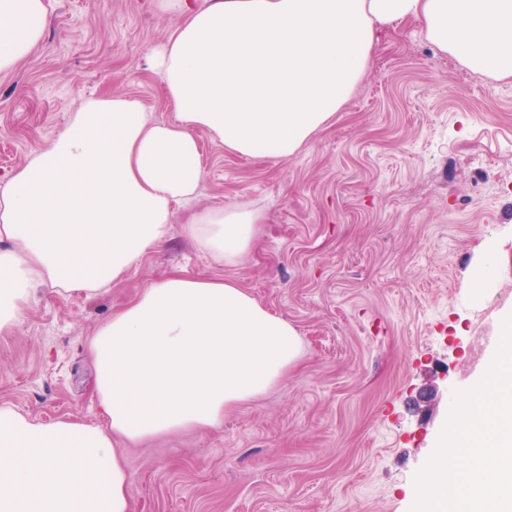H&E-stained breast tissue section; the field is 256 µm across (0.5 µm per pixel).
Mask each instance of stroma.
<instances>
[{
  "label": "stroma",
  "instance_id": "35a3bbf8",
  "mask_svg": "<svg viewBox=\"0 0 512 512\" xmlns=\"http://www.w3.org/2000/svg\"><path fill=\"white\" fill-rule=\"evenodd\" d=\"M47 2L44 39L0 73V189L82 101L121 95L173 117L148 57L178 14L149 0ZM195 136L203 178L168 242L99 292L40 291L0 334V404L95 422L89 336L172 273L221 277L293 326L302 356L220 426L125 448L131 512H412L456 392L494 356L478 316L512 308V80L470 72L419 23L395 21L347 104L295 155L239 156ZM234 205L264 222L223 266L182 226Z\"/></svg>",
  "mask_w": 512,
  "mask_h": 512
}]
</instances>
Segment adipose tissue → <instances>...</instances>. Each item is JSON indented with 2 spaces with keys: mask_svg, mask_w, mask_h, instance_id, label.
<instances>
[{
  "mask_svg": "<svg viewBox=\"0 0 512 512\" xmlns=\"http://www.w3.org/2000/svg\"><path fill=\"white\" fill-rule=\"evenodd\" d=\"M178 11L153 53L173 119L133 99L82 102L0 191V333L39 286L94 293L166 242L175 205L203 175L196 129L241 156L287 158L365 78L380 25L416 20L466 69L512 79V0H157ZM47 0H0V72L41 41ZM263 221L197 212L185 237L235 265ZM98 422H39L0 404V512H130L122 444L223 423L276 385L302 343L237 283L174 273L143 288L88 339Z\"/></svg>",
  "mask_w": 512,
  "mask_h": 512,
  "instance_id": "1",
  "label": "adipose tissue"
}]
</instances>
